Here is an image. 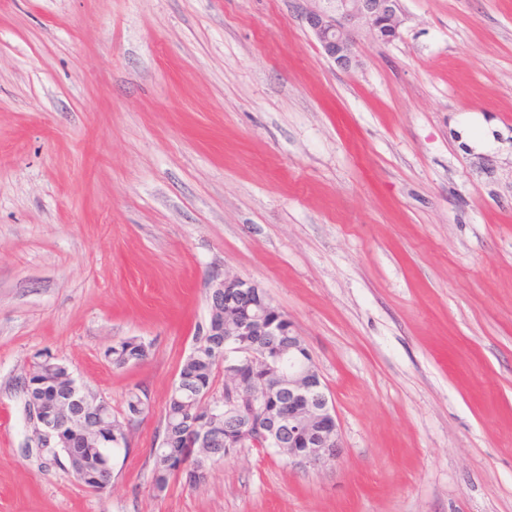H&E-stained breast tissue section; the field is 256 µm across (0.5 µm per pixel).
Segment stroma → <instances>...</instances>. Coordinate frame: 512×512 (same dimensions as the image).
<instances>
[{
    "label": "stroma",
    "mask_w": 512,
    "mask_h": 512,
    "mask_svg": "<svg viewBox=\"0 0 512 512\" xmlns=\"http://www.w3.org/2000/svg\"><path fill=\"white\" fill-rule=\"evenodd\" d=\"M307 5L0 0V512H512V0H402L349 71ZM224 272L294 323L342 453L245 448L157 497ZM45 351L113 413L149 399L105 492L28 442ZM136 338H127L107 348L106 354L111 353L112 364L118 368L134 364L142 356L140 344Z\"/></svg>",
    "instance_id": "stroma-1"
}]
</instances>
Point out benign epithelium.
Wrapping results in <instances>:
<instances>
[{"label":"benign epithelium","mask_w":512,"mask_h":512,"mask_svg":"<svg viewBox=\"0 0 512 512\" xmlns=\"http://www.w3.org/2000/svg\"><path fill=\"white\" fill-rule=\"evenodd\" d=\"M305 9L304 20L324 54L342 70L358 65L355 53L357 28L365 26L377 42L400 37L403 24L401 0H321ZM209 316L191 351L210 347L224 357V373L244 366L260 367L277 380L254 388L247 405L243 393L225 380L224 400L206 403V415L188 421L186 436L199 448L209 444L213 414L224 412V436L237 447L258 450L280 448L302 467L318 468L338 457L340 426L335 406L313 358L295 325L269 299L256 282L234 274L214 275L208 281ZM221 335L218 344L210 337ZM108 402L75 378L63 394L30 407L26 416L32 438L41 448H65L71 432L99 422ZM143 407L125 412L109 426L103 442L123 445L126 429L142 415Z\"/></svg>","instance_id":"1"}]
</instances>
